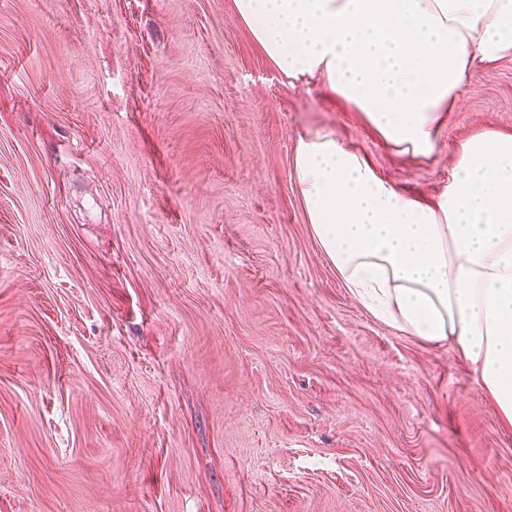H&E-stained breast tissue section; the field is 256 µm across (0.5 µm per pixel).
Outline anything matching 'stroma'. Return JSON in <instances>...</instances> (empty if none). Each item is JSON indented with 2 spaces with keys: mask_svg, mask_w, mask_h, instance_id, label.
Masks as SVG:
<instances>
[{
  "mask_svg": "<svg viewBox=\"0 0 512 512\" xmlns=\"http://www.w3.org/2000/svg\"><path fill=\"white\" fill-rule=\"evenodd\" d=\"M486 129L512 61L420 156L233 0H0V512H512L471 368L351 296L292 181L331 132L429 200Z\"/></svg>",
  "mask_w": 512,
  "mask_h": 512,
  "instance_id": "obj_1",
  "label": "stroma"
}]
</instances>
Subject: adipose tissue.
I'll return each instance as SVG.
<instances>
[{
	"label": "adipose tissue",
	"mask_w": 512,
	"mask_h": 512,
	"mask_svg": "<svg viewBox=\"0 0 512 512\" xmlns=\"http://www.w3.org/2000/svg\"><path fill=\"white\" fill-rule=\"evenodd\" d=\"M288 80L319 77L403 151L433 154L476 66L512 59V0H233ZM293 179L323 256L399 333L455 342L512 428V133L461 142L434 200L332 133L300 140Z\"/></svg>",
	"instance_id": "ef3b65f1"
}]
</instances>
